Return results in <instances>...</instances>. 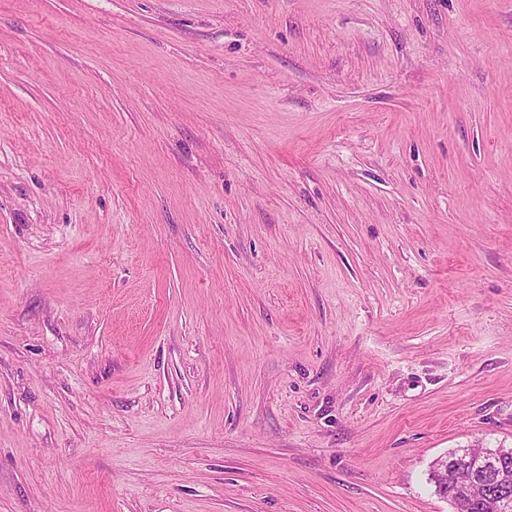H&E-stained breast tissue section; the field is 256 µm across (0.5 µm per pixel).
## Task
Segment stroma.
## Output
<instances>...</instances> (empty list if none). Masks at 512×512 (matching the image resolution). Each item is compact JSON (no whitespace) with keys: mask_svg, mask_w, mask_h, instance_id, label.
Masks as SVG:
<instances>
[{"mask_svg":"<svg viewBox=\"0 0 512 512\" xmlns=\"http://www.w3.org/2000/svg\"><path fill=\"white\" fill-rule=\"evenodd\" d=\"M512 448V0H0V512H453ZM463 451L452 452L445 458L437 459L441 471H438L434 466L431 467L430 481L436 484L439 492L448 498L454 512H497L496 505L491 500L474 501L470 504H463L457 497L456 492L458 488L456 483L458 475L461 471L467 470L463 462ZM448 472V477L443 473Z\"/></svg>","mask_w":512,"mask_h":512,"instance_id":"1","label":"stroma"}]
</instances>
